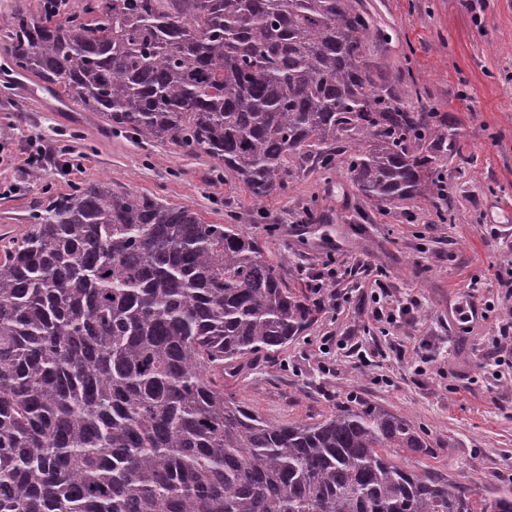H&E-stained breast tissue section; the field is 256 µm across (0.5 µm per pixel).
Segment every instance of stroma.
I'll use <instances>...</instances> for the list:
<instances>
[{"label": "stroma", "mask_w": 512, "mask_h": 512, "mask_svg": "<svg viewBox=\"0 0 512 512\" xmlns=\"http://www.w3.org/2000/svg\"><path fill=\"white\" fill-rule=\"evenodd\" d=\"M373 20L370 60L389 74L412 73L422 108L455 112L468 159L443 169L447 197L378 212L352 186L344 166H299L285 191L261 204L265 220L249 230L266 254L283 258L289 284L307 283L336 261V305L275 356L257 358L226 394L265 417L314 422L351 402L371 403L410 419L432 447L415 470H444L473 497L512 484V375L495 379L488 353L512 302L496 282L512 267V231L491 215L512 211V0H358ZM0 35V235L22 229L49 195L83 181L187 205L212 224H234L253 202L242 183L205 153L169 142H143L113 130L94 112L62 108L32 74L16 79ZM66 147L41 178L24 159L31 141ZM80 162L82 172L61 166ZM477 291H470V283ZM385 306H408L390 323L373 317V291ZM476 293L493 307L486 320L448 331V307ZM344 350L326 358L320 339ZM435 360L414 361L423 345Z\"/></svg>", "instance_id": "obj_1"}]
</instances>
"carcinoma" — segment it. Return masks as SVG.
<instances>
[{"instance_id":"cac0c4a2","label":"carcinoma","mask_w":512,"mask_h":512,"mask_svg":"<svg viewBox=\"0 0 512 512\" xmlns=\"http://www.w3.org/2000/svg\"><path fill=\"white\" fill-rule=\"evenodd\" d=\"M4 21L15 65L135 138L224 163L253 202L284 158L381 206L446 188L460 118L366 56L357 0H54ZM103 182L49 196L0 240V512H512L474 498L412 422L345 406L280 422L224 374L303 335L322 303L288 286L244 224Z\"/></svg>"}]
</instances>
